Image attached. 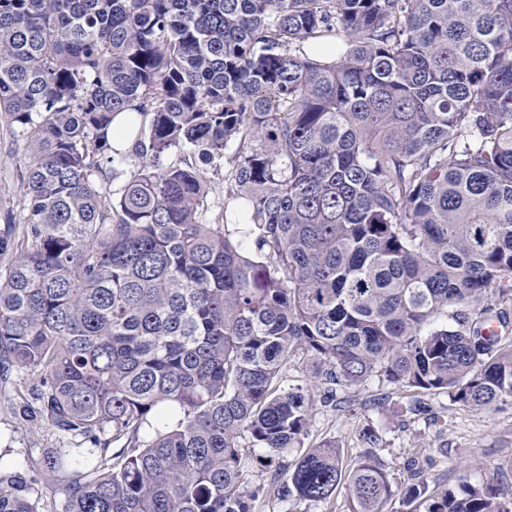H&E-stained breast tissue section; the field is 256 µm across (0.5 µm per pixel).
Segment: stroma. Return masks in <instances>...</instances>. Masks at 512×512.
Listing matches in <instances>:
<instances>
[{"label":"stroma","mask_w":512,"mask_h":512,"mask_svg":"<svg viewBox=\"0 0 512 512\" xmlns=\"http://www.w3.org/2000/svg\"><path fill=\"white\" fill-rule=\"evenodd\" d=\"M24 154L0 127V205L21 208L24 190L21 174ZM37 376L15 372L0 380V470L30 471L39 467L44 452L68 443L67 437L44 422L22 418L20 412L36 405ZM361 405L357 417L321 407L310 427V438H333L345 464H353L366 445L363 429H382L386 444L378 451L395 478L406 475L405 466L417 459L427 476L428 490L457 489L461 477L471 482H491L512 494V404L484 410L462 409L447 397L428 400L429 412L417 416L412 407L416 394L370 383L355 392Z\"/></svg>","instance_id":"obj_1"}]
</instances>
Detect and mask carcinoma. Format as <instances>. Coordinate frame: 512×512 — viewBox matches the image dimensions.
I'll return each instance as SVG.
<instances>
[{"mask_svg":"<svg viewBox=\"0 0 512 512\" xmlns=\"http://www.w3.org/2000/svg\"><path fill=\"white\" fill-rule=\"evenodd\" d=\"M0 124V375L75 440L42 476L88 455L67 512H255L258 450L283 503L512 512L394 481L372 426L350 467L308 443L374 381L512 400V0H0ZM35 482L0 471V512ZM22 147L12 141L0 125V207L14 206L19 210L24 204L21 173L24 172Z\"/></svg>","mask_w":512,"mask_h":512,"instance_id":"obj_1","label":"carcinoma"}]
</instances>
